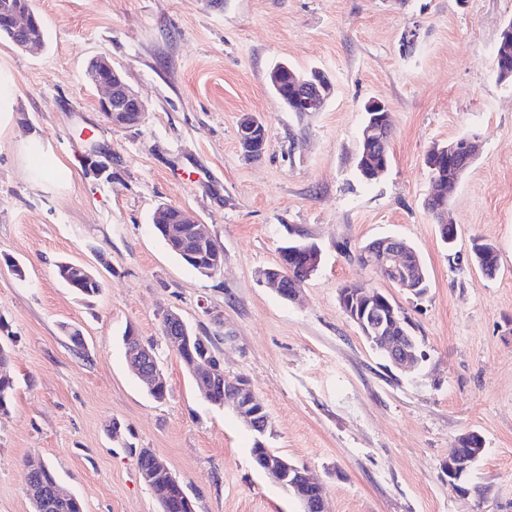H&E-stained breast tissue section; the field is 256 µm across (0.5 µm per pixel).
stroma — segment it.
Instances as JSON below:
<instances>
[{"label":"stroma","mask_w":512,"mask_h":512,"mask_svg":"<svg viewBox=\"0 0 512 512\" xmlns=\"http://www.w3.org/2000/svg\"><path fill=\"white\" fill-rule=\"evenodd\" d=\"M45 45L0 39V319L16 382L0 414V512H32L25 463L42 459L85 512H160L137 466L165 461L195 512H299L251 458L255 435L200 394L160 334L166 311L213 336L230 377H247L271 428L266 447L306 466L327 512H512V83L492 65L512 0H35ZM419 37L403 50L407 29ZM105 56L146 104L112 127L87 68ZM322 70L319 112H290L267 83L276 63ZM384 101L391 163L354 170L362 107ZM267 131L261 157L238 144L242 114ZM478 135L449 201L456 251L492 243L499 270L455 269L424 202L427 150ZM97 154H90V147ZM192 211L224 248L205 276L169 252L151 217ZM385 236L419 253L417 300L354 260ZM322 260L298 301L262 283L288 241ZM21 261L17 279L7 259ZM96 270L92 300L60 261ZM368 283L408 316L425 358L391 366L341 309ZM78 329L74 346L65 327ZM153 344L168 395L155 401L122 336ZM482 436L469 493L448 483L458 438ZM76 268L82 269L84 266L74 264ZM74 266L68 261H61L56 265L58 277L68 288L81 298L89 300L99 295L102 290V281L90 269L85 268L81 276L75 271Z\"/></svg>","instance_id":"stroma-1"}]
</instances>
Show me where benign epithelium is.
Masks as SVG:
<instances>
[{
    "label": "benign epithelium",
    "instance_id": "obj_1",
    "mask_svg": "<svg viewBox=\"0 0 512 512\" xmlns=\"http://www.w3.org/2000/svg\"><path fill=\"white\" fill-rule=\"evenodd\" d=\"M32 17L18 12L3 15L0 25V38L10 41L22 50H30L27 39ZM93 84L100 90L101 110L107 121L115 128L125 129L140 125L146 105L141 97L129 85L125 77L117 74L111 62L98 58L91 64ZM496 73L503 79L512 77V55L505 49L500 50L494 58ZM107 76L103 80L100 75ZM332 82L322 71L296 77V94L294 103L304 112H319L332 94ZM364 110L373 113L368 123L361 130V141L366 147L386 152L388 146L381 138L380 129L389 123V108L379 100H369ZM267 132L263 124L251 114H246L238 122V142L243 155L256 158L264 152ZM476 140L453 141L442 147L445 157L455 160L463 166L475 157ZM184 221L190 225L186 233L179 232L168 241L169 247L189 257H197L211 240L199 219L191 212L184 211ZM404 242L396 237H383L380 243L362 250V264L375 272L381 279L407 291L415 289L414 281L404 270L405 255L402 251ZM290 260H300L304 266L305 277H310L320 264L321 254L308 252L301 248H288L280 251ZM339 305L346 315L354 321L362 333L373 340L375 349L395 367L415 365L417 357L413 350L404 344V337L393 335L398 326L394 312L387 310L390 302L386 294L379 289L368 286L355 290L343 287L338 293ZM132 355L137 357L136 371L152 385L165 382L158 359L147 347L136 348ZM231 387L230 405L237 416L242 418L250 428L265 433L269 427V417H261L265 411L263 402L244 377L228 380ZM476 445L463 448L456 444L448 457V482L460 486V480L467 477L473 463L484 451L482 437L472 433ZM261 471L274 483L291 487L302 504V512H325V501L313 502L307 492L314 480L304 467H300L285 457L267 454Z\"/></svg>",
    "mask_w": 512,
    "mask_h": 512
}]
</instances>
